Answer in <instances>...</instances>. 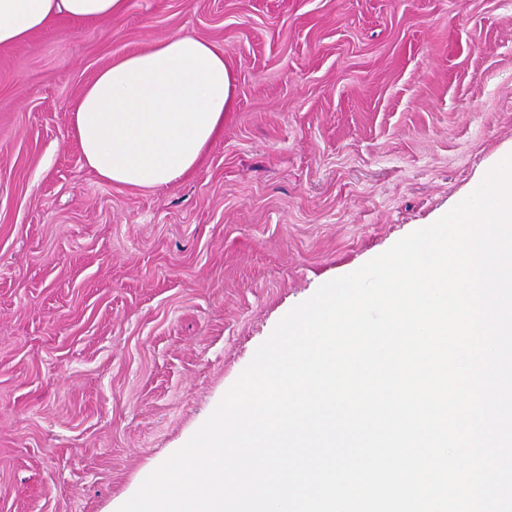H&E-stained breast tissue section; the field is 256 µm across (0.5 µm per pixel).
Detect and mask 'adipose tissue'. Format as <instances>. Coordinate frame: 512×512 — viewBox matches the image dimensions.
<instances>
[{"instance_id": "obj_1", "label": "adipose tissue", "mask_w": 512, "mask_h": 512, "mask_svg": "<svg viewBox=\"0 0 512 512\" xmlns=\"http://www.w3.org/2000/svg\"><path fill=\"white\" fill-rule=\"evenodd\" d=\"M127 0H0V46L25 42L57 19L104 22ZM234 99L224 54L175 35L113 55L84 88L72 129L87 167L132 189L169 185L198 165L223 132Z\"/></svg>"}]
</instances>
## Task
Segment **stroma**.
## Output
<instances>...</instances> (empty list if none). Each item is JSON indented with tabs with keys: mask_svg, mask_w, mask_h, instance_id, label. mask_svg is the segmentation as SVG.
Wrapping results in <instances>:
<instances>
[{
	"mask_svg": "<svg viewBox=\"0 0 512 512\" xmlns=\"http://www.w3.org/2000/svg\"><path fill=\"white\" fill-rule=\"evenodd\" d=\"M186 35L235 99L126 189L71 132L117 53ZM512 152V0H127L0 48V512H116L278 321Z\"/></svg>",
	"mask_w": 512,
	"mask_h": 512,
	"instance_id": "1",
	"label": "stroma"
}]
</instances>
